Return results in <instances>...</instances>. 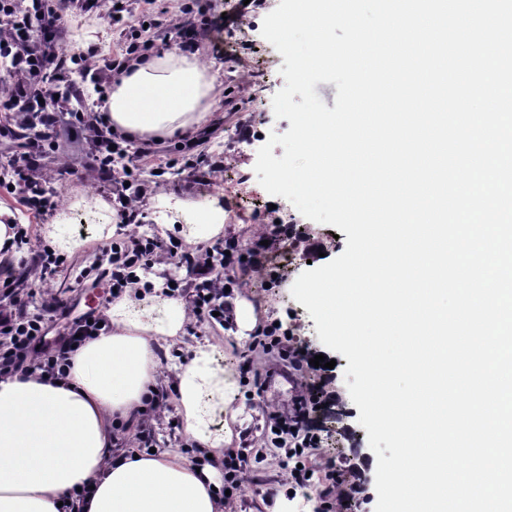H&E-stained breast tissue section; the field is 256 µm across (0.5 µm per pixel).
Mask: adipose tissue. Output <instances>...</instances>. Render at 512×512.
<instances>
[{"mask_svg": "<svg viewBox=\"0 0 512 512\" xmlns=\"http://www.w3.org/2000/svg\"><path fill=\"white\" fill-rule=\"evenodd\" d=\"M215 84L203 63L175 52L133 61L112 86L114 133L193 139L207 123ZM109 332L71 355L59 381L39 374L0 377V512H224L214 489L230 435H213L216 409L235 384L199 345L177 368L174 390L186 435L210 448L190 461L167 452L118 448L114 418L131 420L157 391L153 349L188 320L184 301L154 281L126 288L107 312Z\"/></svg>", "mask_w": 512, "mask_h": 512, "instance_id": "obj_1", "label": "adipose tissue"}]
</instances>
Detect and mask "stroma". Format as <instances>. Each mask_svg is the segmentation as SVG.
Wrapping results in <instances>:
<instances>
[{
  "label": "stroma",
  "mask_w": 512,
  "mask_h": 512,
  "mask_svg": "<svg viewBox=\"0 0 512 512\" xmlns=\"http://www.w3.org/2000/svg\"><path fill=\"white\" fill-rule=\"evenodd\" d=\"M199 2L212 15L225 16L226 22L222 30L202 34L195 51L215 77L216 89L213 129L200 136L194 154L202 159L221 158L223 172L213 176L204 166L190 169L181 140L157 141L152 154L141 162L140 179L148 191L136 204L139 221L125 225L116 209L100 212L94 207L95 201H109L113 186L102 177L88 175V145L81 140L63 143L59 151L47 154L41 164L48 171L61 164L68 167L66 178L56 190L61 206L71 208L72 217L64 225H57V212L37 214L23 203L20 195L0 188V207L11 211L17 223L28 231L26 244L0 260V280L8 274L27 278L37 255L49 246L53 228L80 236L84 242L82 250L65 254L63 265L46 281L31 284V306L48 312L46 339L52 342L62 337L66 326L65 320L52 315L53 307L63 306L73 318L107 312V290L99 281L101 271L109 266L104 245L133 233L165 244L173 239L184 241L182 227L188 222L187 212L173 217V230L161 231L157 196L173 195L195 206L222 207L224 229L220 238L190 244V251L214 249L222 238L235 241L244 251L257 240H267L285 263L284 280L272 288L265 271L228 267L225 276L238 282L235 295L254 303L258 326L281 323L290 333L289 348L304 352L309 358L324 355L335 367L328 373L306 367L294 376L270 378L266 375L268 356L254 351L253 336L239 335L233 315H226L221 322L203 316L191 319L175 342L156 349V376L167 410L163 420L150 423L154 448L183 459L192 456L194 441L178 423L172 384L182 357L191 347L206 341L237 386L230 404L238 412L236 423L225 426L224 414L219 411L212 425L213 432L218 434L231 428L229 448L243 459L240 488L227 498L228 507L233 512H260L262 506L273 505L274 496L279 493L285 512H375L377 459L345 383L348 361L323 345L314 320L291 295L293 283L308 266H322L343 253L347 236L337 227L305 218L287 199L268 194L254 171L257 152L270 133L281 134L290 128L289 120L275 117L272 106L274 95L285 84L280 73L283 58L261 34L264 18L277 8L280 0H234L230 11L224 8L225 0ZM125 8L123 22L111 24L66 6L68 50L76 54L93 52L94 63L102 64L142 19L139 0H127ZM105 224L111 225V232H102ZM302 382L322 384L328 402L345 410L346 415L336 423L327 420L323 411L313 412L319 444L309 453L313 475L306 486L299 487L281 464L284 451L272 442L267 420L269 412L296 408L298 385ZM329 471L334 473V480H325Z\"/></svg>",
  "instance_id": "35a3bbf8"
}]
</instances>
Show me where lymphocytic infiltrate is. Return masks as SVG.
Masks as SVG:
<instances>
[{"instance_id":"f902f5d3","label":"lymphocytic infiltrate","mask_w":512,"mask_h":512,"mask_svg":"<svg viewBox=\"0 0 512 512\" xmlns=\"http://www.w3.org/2000/svg\"><path fill=\"white\" fill-rule=\"evenodd\" d=\"M65 35V15L55 0H0V58L9 61L14 77L8 90L0 93V133H11L20 121L32 120L38 127L35 139L30 142V151L10 161L7 170L12 182L26 185L25 203L37 212H48L56 207L59 197L47 180L40 177L39 157L45 150L58 149L61 133H69L74 139L90 137L91 165L115 184L122 222L137 223L134 203L145 194L146 187L138 182V164L129 160L126 147L117 144L107 113L102 110L74 112L64 123L56 110L54 94L58 83L65 81L74 65L87 61L85 55H68L61 51ZM151 47L150 41L136 36L121 44L100 70L96 87L100 99H107L113 80ZM108 250L111 260L104 275L109 281L110 296H118L136 281L138 269L163 253L168 259L187 266L198 279L192 301V312L197 316L223 312L226 265L242 261L251 267L259 263L257 252L241 255L236 243L230 240L218 245L217 251L222 255L218 261L184 250L175 240L162 247L154 239L133 235L125 241L111 243ZM0 289L14 298L11 307L0 309V377L23 370L38 371L50 379L58 377L68 367L70 353L84 339L100 332L98 323L83 316L74 320L67 336L48 343L45 317L42 313L30 312L28 301L20 296L19 283L6 279L0 281ZM270 425L295 439V446L286 449L285 457L295 463L290 470L291 477L297 481L305 479L307 452L314 446L315 434L304 415L298 413L289 417L274 413L270 416Z\"/></svg>"}]
</instances>
